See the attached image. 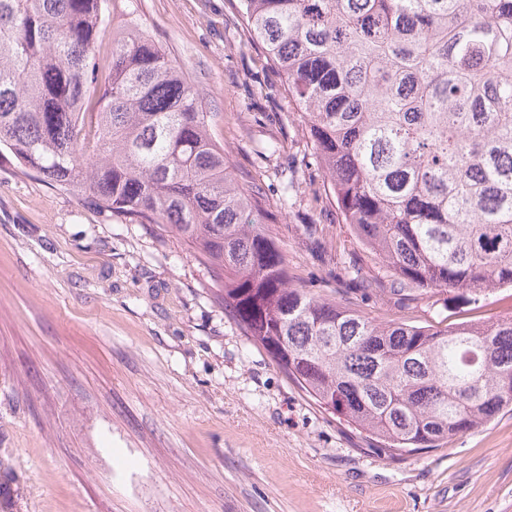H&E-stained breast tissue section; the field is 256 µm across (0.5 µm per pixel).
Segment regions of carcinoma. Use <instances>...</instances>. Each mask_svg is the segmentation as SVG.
Listing matches in <instances>:
<instances>
[{"label":"carcinoma","instance_id":"cac0c4a2","mask_svg":"<svg viewBox=\"0 0 512 512\" xmlns=\"http://www.w3.org/2000/svg\"><path fill=\"white\" fill-rule=\"evenodd\" d=\"M125 0H0V147L113 216L176 234L243 335L323 410L401 457L512 405V316L381 323L292 282L194 82ZM311 158L391 295L512 286V0H237ZM23 488L0 455V512Z\"/></svg>","mask_w":512,"mask_h":512}]
</instances>
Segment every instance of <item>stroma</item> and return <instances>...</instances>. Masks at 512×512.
Wrapping results in <instances>:
<instances>
[{
    "instance_id": "obj_1",
    "label": "stroma",
    "mask_w": 512,
    "mask_h": 512,
    "mask_svg": "<svg viewBox=\"0 0 512 512\" xmlns=\"http://www.w3.org/2000/svg\"><path fill=\"white\" fill-rule=\"evenodd\" d=\"M193 78L241 187L275 206L294 283L380 321L512 315V288L401 308L335 205L281 74L228 0H133ZM285 141L281 155L262 154ZM318 228L307 239L306 225ZM21 512H512V410L398 459L322 410L243 336L177 237L117 218L0 157V455Z\"/></svg>"
}]
</instances>
